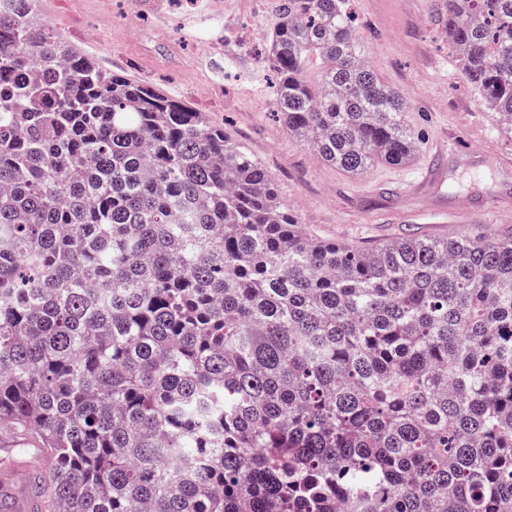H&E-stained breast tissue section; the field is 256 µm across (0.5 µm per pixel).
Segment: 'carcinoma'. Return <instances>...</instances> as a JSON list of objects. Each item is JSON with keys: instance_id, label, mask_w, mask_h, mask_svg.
I'll return each mask as SVG.
<instances>
[{"instance_id": "1", "label": "carcinoma", "mask_w": 512, "mask_h": 512, "mask_svg": "<svg viewBox=\"0 0 512 512\" xmlns=\"http://www.w3.org/2000/svg\"><path fill=\"white\" fill-rule=\"evenodd\" d=\"M442 4L512 131V0ZM267 61L324 161L418 153L352 0H278ZM2 420L52 512H512V237L314 240L202 113L0 0Z\"/></svg>"}]
</instances>
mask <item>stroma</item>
I'll return each instance as SVG.
<instances>
[{
	"instance_id": "stroma-1",
	"label": "stroma",
	"mask_w": 512,
	"mask_h": 512,
	"mask_svg": "<svg viewBox=\"0 0 512 512\" xmlns=\"http://www.w3.org/2000/svg\"><path fill=\"white\" fill-rule=\"evenodd\" d=\"M440 0H355L365 59L407 102L416 157L352 177L289 136L264 48L277 0H37L40 18L106 71L203 112L271 175L281 202L321 241L359 249L482 228L512 235V134L448 51ZM438 179L409 193L428 168Z\"/></svg>"
}]
</instances>
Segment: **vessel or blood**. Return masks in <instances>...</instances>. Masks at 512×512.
<instances>
[{
  "instance_id": "obj_1",
  "label": "vessel or blood",
  "mask_w": 512,
  "mask_h": 512,
  "mask_svg": "<svg viewBox=\"0 0 512 512\" xmlns=\"http://www.w3.org/2000/svg\"><path fill=\"white\" fill-rule=\"evenodd\" d=\"M33 443L28 433L0 422V500L8 504L11 512H42L44 507L33 490L31 467L15 455L16 449Z\"/></svg>"
}]
</instances>
